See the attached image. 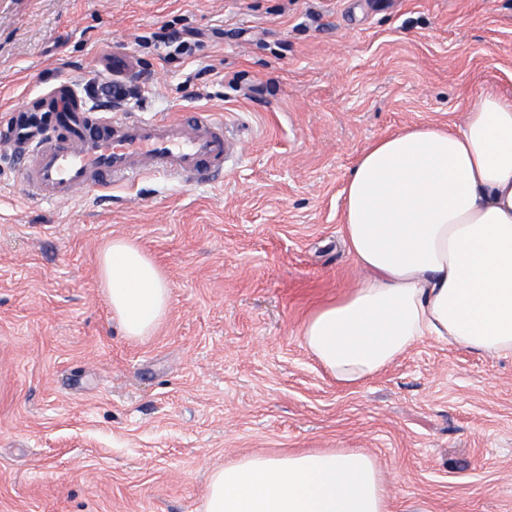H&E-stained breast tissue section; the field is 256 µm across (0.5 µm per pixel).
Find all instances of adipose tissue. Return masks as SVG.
<instances>
[{"instance_id":"obj_1","label":"adipose tissue","mask_w":512,"mask_h":512,"mask_svg":"<svg viewBox=\"0 0 512 512\" xmlns=\"http://www.w3.org/2000/svg\"><path fill=\"white\" fill-rule=\"evenodd\" d=\"M342 200L341 232L365 277L301 332L337 382L376 375L426 336L512 355V101L482 93L461 124L374 141ZM98 265L123 333L149 335L170 307L160 267L125 237L102 248ZM205 512H387V503L368 454H254L212 472Z\"/></svg>"}]
</instances>
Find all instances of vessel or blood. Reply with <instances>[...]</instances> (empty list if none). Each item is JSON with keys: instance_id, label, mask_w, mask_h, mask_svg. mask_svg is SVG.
Returning <instances> with one entry per match:
<instances>
[{"instance_id": "1", "label": "vessel or blood", "mask_w": 512, "mask_h": 512, "mask_svg": "<svg viewBox=\"0 0 512 512\" xmlns=\"http://www.w3.org/2000/svg\"><path fill=\"white\" fill-rule=\"evenodd\" d=\"M55 126L15 125L8 141L23 160V181L36 198L70 201L79 191H111L114 185L153 175L184 182L223 170L245 142L230 138L224 121L196 110L159 118L118 116L86 108L67 84L43 96Z\"/></svg>"}]
</instances>
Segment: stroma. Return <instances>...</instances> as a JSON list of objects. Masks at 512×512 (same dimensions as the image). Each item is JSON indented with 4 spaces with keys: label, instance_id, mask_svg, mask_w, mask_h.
Here are the masks:
<instances>
[{
    "label": "stroma",
    "instance_id": "obj_1",
    "mask_svg": "<svg viewBox=\"0 0 512 512\" xmlns=\"http://www.w3.org/2000/svg\"><path fill=\"white\" fill-rule=\"evenodd\" d=\"M182 26L225 35L151 39ZM118 76L124 113H214L248 149L207 182L56 205L0 138V512H204L225 463L349 448L389 512H512V356L427 336L345 386L300 336L361 280L340 235L361 152L512 97V0H0V131L56 84ZM115 236L169 281L141 339L100 285ZM167 30L160 35L154 34L153 38H157L160 42L168 44V47H173L178 53H189L201 42V33L195 30L181 28V29H164Z\"/></svg>",
    "mask_w": 512,
    "mask_h": 512
}]
</instances>
